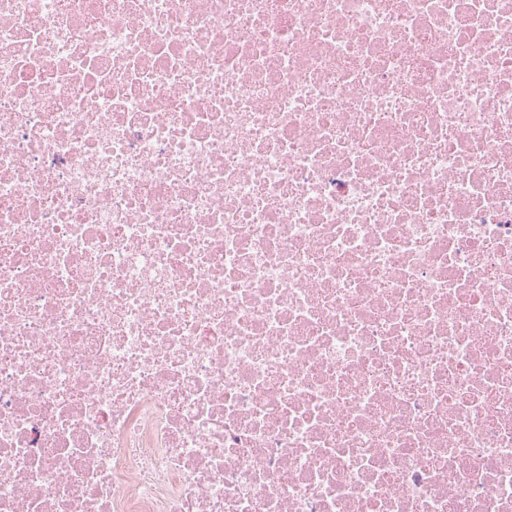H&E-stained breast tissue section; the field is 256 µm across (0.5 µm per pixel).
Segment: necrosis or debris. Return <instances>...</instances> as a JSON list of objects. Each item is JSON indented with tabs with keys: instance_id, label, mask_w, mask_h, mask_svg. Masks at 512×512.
<instances>
[{
	"instance_id": "4bbe7bcc",
	"label": "necrosis or debris",
	"mask_w": 512,
	"mask_h": 512,
	"mask_svg": "<svg viewBox=\"0 0 512 512\" xmlns=\"http://www.w3.org/2000/svg\"><path fill=\"white\" fill-rule=\"evenodd\" d=\"M0 512H512V0H0Z\"/></svg>"
}]
</instances>
